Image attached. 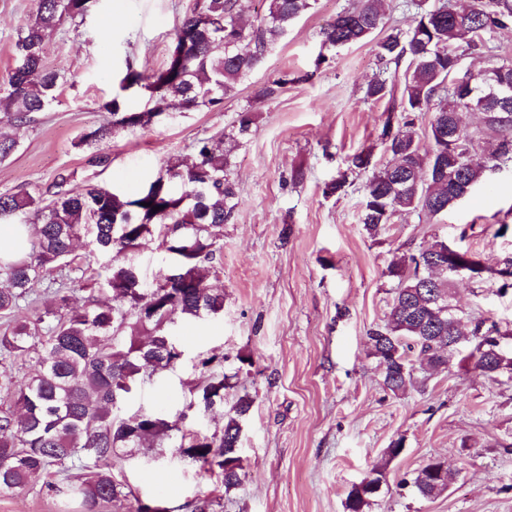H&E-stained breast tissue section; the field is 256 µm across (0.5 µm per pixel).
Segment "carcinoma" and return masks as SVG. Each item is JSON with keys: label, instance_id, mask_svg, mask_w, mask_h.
Listing matches in <instances>:
<instances>
[{"label": "carcinoma", "instance_id": "carcinoma-1", "mask_svg": "<svg viewBox=\"0 0 512 512\" xmlns=\"http://www.w3.org/2000/svg\"><path fill=\"white\" fill-rule=\"evenodd\" d=\"M87 3L38 0L15 42L17 64L8 75V93L0 100L6 122L22 125L55 99L59 74L45 65V38L64 18L84 14ZM314 3L268 0L265 13L252 23L244 19V0H205L179 21L172 53L161 71L148 76L130 66L121 80L124 91L139 87L148 92L152 107L129 112L123 98L115 96L103 105L110 119L83 141L103 142L120 127L148 126L172 104L186 111L221 105ZM382 16V0H359L355 9L325 25L324 44L363 42L379 28ZM504 29H512V0H466L463 6L442 4L427 10L406 34H389L378 42L382 65L397 66L408 58L413 68L404 75L399 104L386 109L381 136L391 160L373 171L365 187L360 223L370 235H379L399 212L444 214L486 171L512 166V98L492 95L478 82L479 71L463 72L457 64L459 43L478 52ZM450 76L470 85L471 97L464 100L448 90L444 81ZM367 96L392 99L394 89L377 80L369 84ZM468 110L482 114L483 130L498 136L488 157L478 152L477 133L463 124ZM427 113L431 152L421 150L411 118ZM253 124L252 112L239 113L230 130L196 141L192 166L167 162L132 197L104 186L68 190L62 174L54 199L46 205L28 191L0 194V222L30 231L22 256L0 261V277L6 282L0 287V315H13L35 283L63 264L76 263L75 242L84 237L109 256L105 281L110 294L105 303L89 295L83 308L72 310L69 289L57 288L43 310L0 336V349L20 359L31 352L30 341L37 338L41 345L27 377L0 376V396L7 403L0 410L1 493L22 489L77 457L92 463V477L67 485V494L79 500L82 512L107 507L122 512L128 493L113 473V459L150 442L162 443L179 430L183 414L172 420L142 411L124 418L118 414L119 404L134 387L153 382L180 359L181 350L168 332L175 315L201 318L224 311V293L207 283L201 267L213 261L224 225L234 219L236 185L230 170ZM448 124L456 132L451 145L436 137V130ZM445 168L457 172V180H448ZM155 236L173 264L150 285L135 256ZM447 245L436 239L387 266V276L396 281L392 304L384 325L370 329L367 339L369 355L384 369V384L395 395L413 384L410 353L415 350L433 369L451 374L456 368L479 366L492 381L504 375L512 380V349L486 363L480 355L484 342L503 335L512 338V330L503 332L475 320L465 332L461 319L452 316L448 269L435 262ZM452 337L454 348L467 344L470 352L448 363ZM200 366L208 376L195 388L190 407L205 414L224 403V358H203ZM251 407L250 399L239 398L227 413L222 436L184 434L178 446L189 461L221 468L227 491L242 480L241 421ZM429 468L424 465L413 478L423 498L442 494ZM384 477L385 468H374L354 485L347 512H364L375 497L371 485Z\"/></svg>", "mask_w": 512, "mask_h": 512}]
</instances>
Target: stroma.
I'll use <instances>...</instances> for the list:
<instances>
[{
  "label": "stroma",
  "instance_id": "obj_1",
  "mask_svg": "<svg viewBox=\"0 0 512 512\" xmlns=\"http://www.w3.org/2000/svg\"><path fill=\"white\" fill-rule=\"evenodd\" d=\"M197 2L90 0L84 15L65 19L45 39L46 62L60 74L55 100L28 124L0 122V134L18 141L0 162V194L26 190L47 202L62 174L74 190L107 184L135 195L167 161L191 162L194 143L231 125L239 112L256 116L252 137L234 159L238 205L224 227L218 272L208 278L224 291V311L175 318L170 331L182 360L157 383L134 388L123 406L127 417L143 408L175 416L202 380L199 358L223 353V404L187 420L184 430L221 434L225 413L249 396L252 408L241 423L244 476L225 489L219 468L202 469L179 455L176 435L116 459L118 480L140 499H162L169 512H194L204 499L212 500L211 512H347L352 487L382 464L386 481L364 512H512V380L494 382L470 369L430 371L425 383L397 396L368 354L367 332L384 322L392 303L394 282L385 271L393 258L438 238L492 267L512 255L508 168L486 172L441 216L405 212L375 237L359 221L369 174L349 169L348 159L362 150L378 167L390 159L381 139L389 102L365 92L376 78H403L383 70L376 41L406 33L417 13L439 0H385L374 38L336 48L323 45L321 30L358 0H316L223 106L172 108L148 127L85 143L113 96L143 109L140 90L120 89L127 67L162 70L179 19ZM36 7V0H0V97L15 65V41ZM280 78L288 84L278 96L258 98ZM297 169L303 178L295 183ZM342 173L345 193L325 196V184ZM56 281L83 305L88 283L65 267L34 285L15 319L43 308ZM454 303L464 318L512 330V288L501 289L496 278L458 282ZM398 438L402 453L387 458ZM434 458L455 480L426 499L410 481ZM90 474L84 462H72L66 474L0 494V512H77L78 503L49 485Z\"/></svg>",
  "mask_w": 512,
  "mask_h": 512
}]
</instances>
